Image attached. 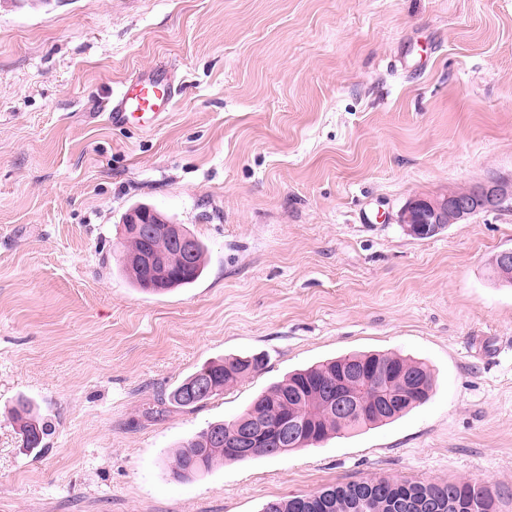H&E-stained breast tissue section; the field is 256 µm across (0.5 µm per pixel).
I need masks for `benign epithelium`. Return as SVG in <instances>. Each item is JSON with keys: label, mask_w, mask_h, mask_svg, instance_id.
<instances>
[{"label": "benign epithelium", "mask_w": 512, "mask_h": 512, "mask_svg": "<svg viewBox=\"0 0 512 512\" xmlns=\"http://www.w3.org/2000/svg\"><path fill=\"white\" fill-rule=\"evenodd\" d=\"M511 205L512 183L490 181L482 184L475 197H416L401 210L399 223L414 236L429 237L457 221L473 217L480 210H497ZM123 223L130 227L129 237H138L145 231L155 239L175 237L179 252L194 253L196 238L182 233L173 222L160 218L148 205L129 211ZM135 260L157 277L166 275L168 259L164 252L146 250L136 254ZM496 260L498 263L492 265L494 280L502 286H512V248L500 251Z\"/></svg>", "instance_id": "obj_1"}]
</instances>
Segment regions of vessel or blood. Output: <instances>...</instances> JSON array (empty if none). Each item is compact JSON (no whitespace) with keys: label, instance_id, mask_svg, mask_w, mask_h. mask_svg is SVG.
Returning a JSON list of instances; mask_svg holds the SVG:
<instances>
[{"label":"vessel or blood","instance_id":"obj_1","mask_svg":"<svg viewBox=\"0 0 512 512\" xmlns=\"http://www.w3.org/2000/svg\"><path fill=\"white\" fill-rule=\"evenodd\" d=\"M179 92L178 86L155 72L138 75L110 96L103 109L110 124L155 127Z\"/></svg>","mask_w":512,"mask_h":512}]
</instances>
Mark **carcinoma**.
Masks as SVG:
<instances>
[{
    "instance_id": "carcinoma-1",
    "label": "carcinoma",
    "mask_w": 512,
    "mask_h": 512,
    "mask_svg": "<svg viewBox=\"0 0 512 512\" xmlns=\"http://www.w3.org/2000/svg\"><path fill=\"white\" fill-rule=\"evenodd\" d=\"M204 246L195 253L173 257L167 276L148 285L146 269L131 268L127 277L138 288L161 294L191 285L204 271ZM261 356L211 362L188 376L171 391L168 402L194 411L229 384L260 372ZM385 371L383 383L360 378L347 390L357 401V411L338 413L329 405L336 382L351 369L369 373ZM433 386L428 367L411 359L389 354L348 353L320 364L296 370L259 394L235 419L216 421L192 434L168 461L176 481H191L226 463L258 456L275 457L292 450L315 446L330 436L367 426L383 425L424 403ZM22 447L39 452L53 433L51 421L34 414L21 398L13 407ZM262 421L269 434L255 448L247 449L244 434ZM512 501V489L477 480L439 483L407 478H366L325 487L309 495L267 502L262 512H500V504Z\"/></svg>"
}]
</instances>
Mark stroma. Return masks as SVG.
<instances>
[{
  "label": "stroma",
  "mask_w": 512,
  "mask_h": 512,
  "mask_svg": "<svg viewBox=\"0 0 512 512\" xmlns=\"http://www.w3.org/2000/svg\"><path fill=\"white\" fill-rule=\"evenodd\" d=\"M182 93L156 128L100 102L137 71ZM512 179V0H0V512H261L388 477L512 488V208L425 239L418 196ZM147 204L206 272L150 295L120 270ZM425 362L430 399L315 448L189 482L165 460L289 372ZM266 368L146 411L204 364ZM55 426L21 448L11 407Z\"/></svg>",
  "instance_id": "obj_1"
}]
</instances>
